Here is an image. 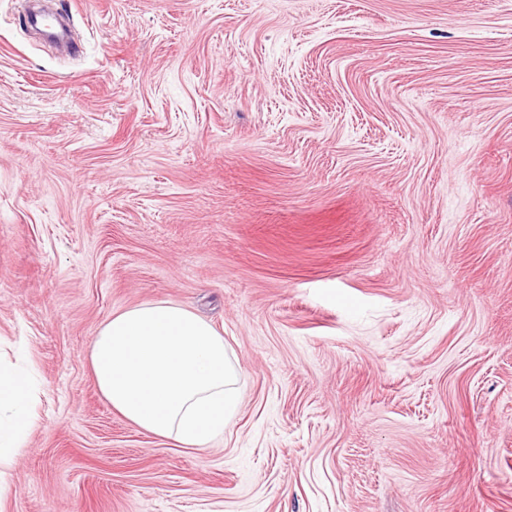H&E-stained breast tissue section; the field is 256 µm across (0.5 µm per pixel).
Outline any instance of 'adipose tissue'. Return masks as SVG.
I'll list each match as a JSON object with an SVG mask.
<instances>
[{"label": "adipose tissue", "mask_w": 512, "mask_h": 512, "mask_svg": "<svg viewBox=\"0 0 512 512\" xmlns=\"http://www.w3.org/2000/svg\"><path fill=\"white\" fill-rule=\"evenodd\" d=\"M89 362L114 411L181 448L206 447L238 411V373L223 335L167 300L112 315L92 342ZM38 401L28 371L0 373V465L21 451Z\"/></svg>", "instance_id": "obj_1"}]
</instances>
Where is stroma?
<instances>
[{"label":"stroma","instance_id":"1","mask_svg":"<svg viewBox=\"0 0 512 512\" xmlns=\"http://www.w3.org/2000/svg\"><path fill=\"white\" fill-rule=\"evenodd\" d=\"M0 0L6 512H512V0ZM159 299L239 368L174 447L99 393ZM38 390L32 375L0 364V466L11 463L23 448L26 435L36 425Z\"/></svg>","mask_w":512,"mask_h":512}]
</instances>
